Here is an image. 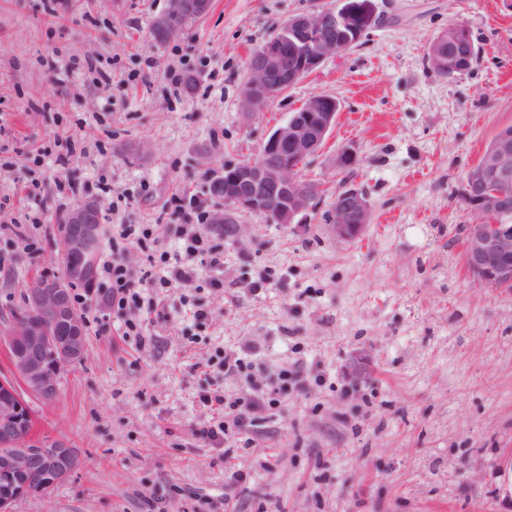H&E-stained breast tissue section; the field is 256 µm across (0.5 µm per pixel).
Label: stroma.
Listing matches in <instances>:
<instances>
[{
	"label": "stroma",
	"instance_id": "35a3bbf8",
	"mask_svg": "<svg viewBox=\"0 0 512 512\" xmlns=\"http://www.w3.org/2000/svg\"><path fill=\"white\" fill-rule=\"evenodd\" d=\"M335 3L211 0L160 46L149 31L166 0H0V376L4 333L31 281L62 275L59 218L84 198H99L102 224L152 225L177 253V225L197 217L170 201L194 197L224 249L223 287L204 269L161 289V318L114 309L103 284L77 287L85 357L62 370L54 403L32 407L39 436L80 448L83 462L16 512H512V288L470 278L463 227L474 216L462 202L467 172L512 125V0H376L381 21L358 46L245 115L252 51L291 17ZM456 22L479 55L448 79L427 53ZM92 59L111 84L88 72ZM316 94L340 102L299 169L326 192L317 207L288 228L244 212L212 223L210 181L226 162L257 158ZM68 135L82 149L65 169L50 158L32 167L25 148ZM347 148L357 163L342 169ZM345 184L372 209L355 240L331 231L330 196ZM129 319L144 348L119 336ZM241 351L251 366L224 375L220 358ZM293 361L276 406L225 445L201 438L213 423L204 391L266 389Z\"/></svg>",
	"mask_w": 512,
	"mask_h": 512
}]
</instances>
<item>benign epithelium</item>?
<instances>
[{
    "label": "benign epithelium",
    "mask_w": 512,
    "mask_h": 512,
    "mask_svg": "<svg viewBox=\"0 0 512 512\" xmlns=\"http://www.w3.org/2000/svg\"><path fill=\"white\" fill-rule=\"evenodd\" d=\"M211 0H167L152 21L157 43L180 37L181 20L200 18ZM367 16L361 39L378 25L375 0H336V7L304 13L287 21L249 62L241 94L242 110L259 112L298 79L342 53L352 17ZM458 39L443 40L436 64H456ZM293 66H288V59ZM330 98L313 95L288 121L266 139L260 156L224 164L222 209L213 223L230 224L237 211H248L275 224L303 223L321 200L323 190L298 175L301 165L320 150L336 122ZM472 213L487 220L512 212V134H503L481 158L480 173L465 182ZM331 229L336 237L356 239L370 223L371 207L356 188L341 186L331 199ZM62 276L35 279L24 298L23 312L6 331L12 376L0 378V512H14L27 497H49L78 470L81 451L67 443L48 444L34 429V410L28 398L43 404L59 395L63 367L83 359L86 336L83 313L71 298L80 284L95 285L94 256L100 243V203L94 197L71 208L62 220ZM464 264L472 280L484 287L512 284V226L475 222L464 227Z\"/></svg>",
    "instance_id": "7a95c632"
}]
</instances>
